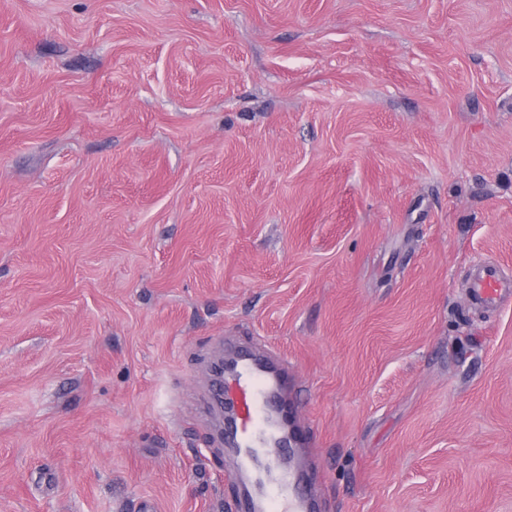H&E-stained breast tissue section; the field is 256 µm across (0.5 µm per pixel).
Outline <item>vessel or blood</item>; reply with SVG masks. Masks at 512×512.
I'll list each match as a JSON object with an SVG mask.
<instances>
[{
	"label": "vessel or blood",
	"instance_id": "b4317fda",
	"mask_svg": "<svg viewBox=\"0 0 512 512\" xmlns=\"http://www.w3.org/2000/svg\"><path fill=\"white\" fill-rule=\"evenodd\" d=\"M469 288L483 307L495 309L512 297V276L486 261ZM215 396L234 413L232 477L240 485L235 512H313L297 462L306 438L288 397L286 366L253 350L239 352L217 378Z\"/></svg>",
	"mask_w": 512,
	"mask_h": 512
}]
</instances>
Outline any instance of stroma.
Wrapping results in <instances>:
<instances>
[{
    "label": "stroma",
    "instance_id": "35a3bbf8",
    "mask_svg": "<svg viewBox=\"0 0 512 512\" xmlns=\"http://www.w3.org/2000/svg\"><path fill=\"white\" fill-rule=\"evenodd\" d=\"M512 0H0V512H230L218 346L320 512H512ZM469 288L483 307L496 309L512 296V276L496 263L484 261L472 274Z\"/></svg>",
    "mask_w": 512,
    "mask_h": 512
}]
</instances>
